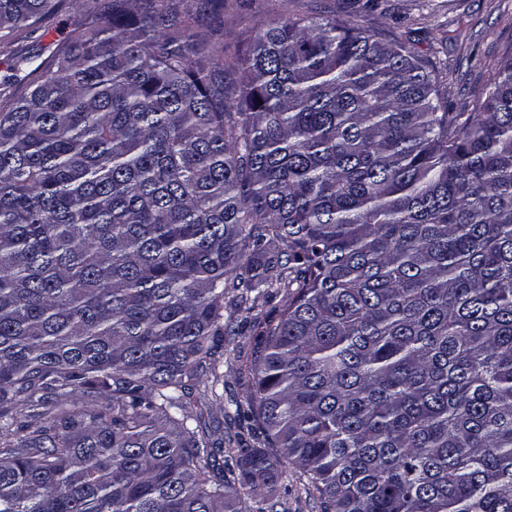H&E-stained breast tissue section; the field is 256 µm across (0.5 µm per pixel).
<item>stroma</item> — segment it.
<instances>
[{
    "label": "stroma",
    "instance_id": "obj_1",
    "mask_svg": "<svg viewBox=\"0 0 512 512\" xmlns=\"http://www.w3.org/2000/svg\"><path fill=\"white\" fill-rule=\"evenodd\" d=\"M302 13L312 23L337 18L361 31L404 43L435 70L440 91L454 112L473 111L485 99L507 59L512 58V0H230L224 11V41L247 52L268 24ZM83 19V0H62L58 10L37 29L20 30L15 42L0 49V80L12 75L18 56L41 63L67 42ZM252 314L238 312L237 335L224 339L219 370L224 375L223 400L198 407L211 437L228 441L234 430L224 415L230 395H244L243 372L250 351Z\"/></svg>",
    "mask_w": 512,
    "mask_h": 512
}]
</instances>
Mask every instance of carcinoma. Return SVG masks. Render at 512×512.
<instances>
[{
	"label": "carcinoma",
	"instance_id": "obj_1",
	"mask_svg": "<svg viewBox=\"0 0 512 512\" xmlns=\"http://www.w3.org/2000/svg\"><path fill=\"white\" fill-rule=\"evenodd\" d=\"M91 2L0 103V512H512V60L450 112L351 23ZM281 290L226 459L185 408ZM280 493L288 502L290 512H320V508L314 507L313 501L307 496L297 476L288 468V474H282L278 481Z\"/></svg>",
	"mask_w": 512,
	"mask_h": 512
}]
</instances>
